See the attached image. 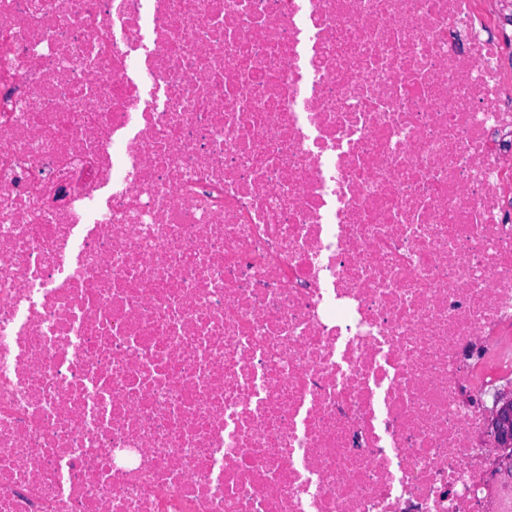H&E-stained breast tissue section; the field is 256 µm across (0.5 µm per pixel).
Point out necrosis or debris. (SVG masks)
Returning a JSON list of instances; mask_svg holds the SVG:
<instances>
[{"instance_id": "4bbe7bcc", "label": "necrosis or debris", "mask_w": 512, "mask_h": 512, "mask_svg": "<svg viewBox=\"0 0 512 512\" xmlns=\"http://www.w3.org/2000/svg\"><path fill=\"white\" fill-rule=\"evenodd\" d=\"M502 3L0 0V512H486Z\"/></svg>"}]
</instances>
